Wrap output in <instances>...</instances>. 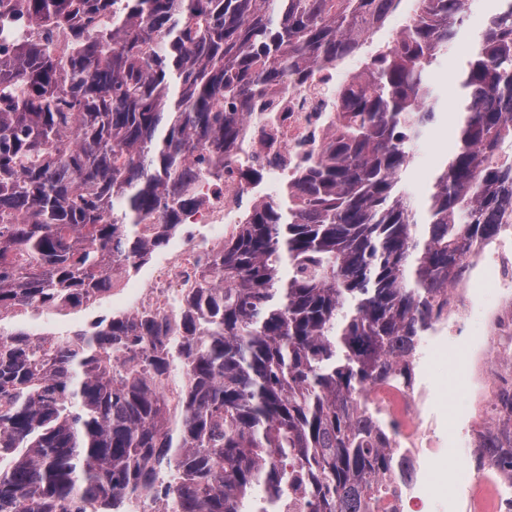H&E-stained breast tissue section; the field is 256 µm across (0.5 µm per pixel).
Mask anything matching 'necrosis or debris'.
<instances>
[{
  "label": "necrosis or debris",
  "mask_w": 512,
  "mask_h": 512,
  "mask_svg": "<svg viewBox=\"0 0 512 512\" xmlns=\"http://www.w3.org/2000/svg\"><path fill=\"white\" fill-rule=\"evenodd\" d=\"M352 73L349 67L323 66L309 81L299 83L287 76L269 87L261 110L246 124L243 167L226 168L220 179L205 173L195 181L193 202L181 212V231L167 253L138 281L113 273V307L129 315L150 314L175 327L180 298L223 248L225 234L243 214L245 198L273 196L299 164L317 159L336 130L335 88ZM445 298L446 306L410 364L411 377L369 384L363 395L386 434V446L404 458L407 467L406 480H389L377 512H419L421 498L434 492L421 462L445 441L456 449L448 459L453 483L449 512H512V482L490 466L486 453L494 391L501 377L491 338L512 333V224L501 225L483 250L466 256ZM460 341L465 354L451 361L447 381L461 386L469 409L443 439L430 415L432 389L418 372Z\"/></svg>",
  "instance_id": "obj_1"
}]
</instances>
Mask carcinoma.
Instances as JSON below:
<instances>
[{
  "label": "carcinoma",
  "mask_w": 512,
  "mask_h": 512,
  "mask_svg": "<svg viewBox=\"0 0 512 512\" xmlns=\"http://www.w3.org/2000/svg\"><path fill=\"white\" fill-rule=\"evenodd\" d=\"M0 0V313L61 310L165 246L201 170L220 175L266 85L361 57L324 156L247 212L186 301L182 334L117 316L0 330V512H374L395 465L361 401L415 356L440 293L512 206V0L460 86L465 118L423 220L399 189L437 121L432 66L467 0ZM31 23L41 41L19 36ZM70 33L66 50L52 39ZM184 377L177 404L158 384ZM512 430L494 432L498 452ZM263 496L257 497L255 489Z\"/></svg>",
  "instance_id": "obj_1"
}]
</instances>
